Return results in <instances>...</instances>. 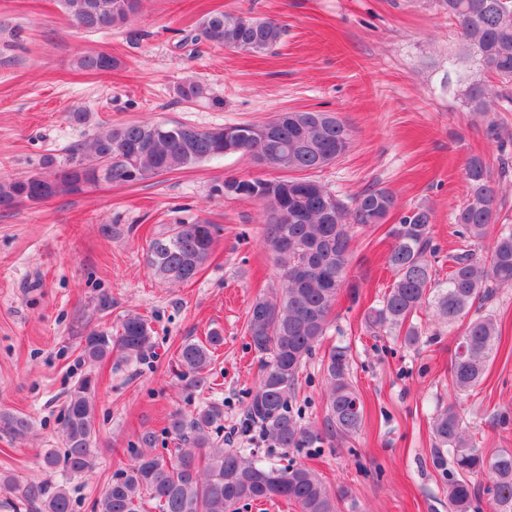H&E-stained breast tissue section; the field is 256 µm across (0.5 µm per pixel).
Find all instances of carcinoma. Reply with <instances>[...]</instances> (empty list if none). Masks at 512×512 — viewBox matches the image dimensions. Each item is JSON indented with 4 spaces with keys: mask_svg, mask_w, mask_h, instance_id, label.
<instances>
[{
    "mask_svg": "<svg viewBox=\"0 0 512 512\" xmlns=\"http://www.w3.org/2000/svg\"><path fill=\"white\" fill-rule=\"evenodd\" d=\"M64 13L80 29L98 32L128 22L142 0H59ZM438 7L458 29L464 53L459 56L456 82L471 112L488 114L508 98L503 88L512 84V0H438ZM285 28L272 19L245 13L212 12L190 37L233 51L264 53L278 46ZM121 65L106 51L80 56L76 66L89 73H108ZM475 68L479 79H470ZM274 131L265 138L242 142L236 133L264 124L237 123L202 129L184 122L119 123L107 127L90 142L72 148L69 165L49 175L40 173L0 178V209L19 203L42 202L77 193L102 179L134 183L186 169L204 160L230 154L246 157L257 150L267 155L270 168L297 171L301 177L264 179L260 203L268 211L265 244L280 274L281 288L252 303L247 334L262 355L261 375L244 405L241 431L247 448H226L212 432L223 427L224 401L209 398L191 413L175 414L169 433L178 440L169 457L153 452L156 435L142 433L127 449L129 462L117 469L97 502L96 512H143L155 503L159 512H238L240 504L283 500L298 512H339L346 495L334 493L321 476L303 465L277 466L252 448L259 437L269 453L288 454L290 448H330L336 437L355 434L363 421V407L350 380V356L344 347L333 349L326 363L327 414L320 426L305 425L293 411L298 374L325 335L329 313L338 291L347 281L352 234L356 224H384L395 207L386 189L368 188L348 208L312 173L332 164L350 148L351 130L335 115L321 111H294L271 120ZM468 193L455 214L461 235L483 240L499 221L498 193L490 166L472 156L464 167ZM226 197L251 198V186L229 176L214 186ZM294 220L285 225L288 248L278 250L274 233L280 215ZM433 213L415 207L400 216L389 230L393 244L387 262L394 273L379 305L370 309L373 330L404 331L412 344L419 335L414 316L424 308L453 326L462 317H476L463 325L451 360V387L456 395L473 389L484 376L501 338L493 311L487 308L492 291L512 288V225L494 241L489 259L465 250L453 259L448 281L434 280L426 259ZM214 226L197 221L176 224L148 244L147 261L153 273L169 282H189L209 258ZM223 343L214 331L206 341H188L179 350L181 375L193 388L211 389L212 349ZM154 348V330L140 316H128L112 334L92 330L81 338V356L91 363L116 352L123 361H143ZM96 383L91 375L78 380L67 393L63 409V454L45 451L46 467H61L70 476L95 468L93 443ZM31 427L25 414L0 413V433L25 436ZM436 452L448 456V509L468 512L477 484L491 481V512H512V452L485 454L463 427L452 402L432 418ZM28 498L39 512H71V498L63 483L43 482L30 488Z\"/></svg>",
    "mask_w": 512,
    "mask_h": 512,
    "instance_id": "carcinoma-1",
    "label": "carcinoma"
}]
</instances>
